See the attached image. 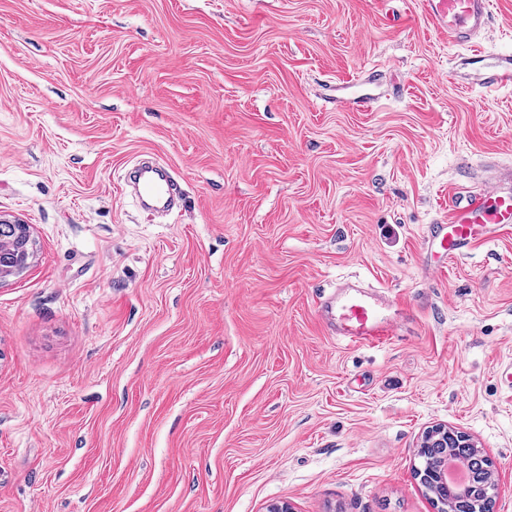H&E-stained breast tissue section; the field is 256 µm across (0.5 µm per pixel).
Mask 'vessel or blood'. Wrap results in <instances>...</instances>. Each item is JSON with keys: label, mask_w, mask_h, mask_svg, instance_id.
I'll list each match as a JSON object with an SVG mask.
<instances>
[{"label": "vessel or blood", "mask_w": 512, "mask_h": 512, "mask_svg": "<svg viewBox=\"0 0 512 512\" xmlns=\"http://www.w3.org/2000/svg\"><path fill=\"white\" fill-rule=\"evenodd\" d=\"M420 5L430 25L453 44L475 43L490 15V0H421ZM481 85L488 90L511 87L512 58L502 57L488 68ZM133 180L140 197L156 208H170L180 197L163 168H137ZM504 224H512V171L505 173L503 182H483L461 199H449L447 221L434 225L423 241V250L453 260ZM395 305V298L387 294L345 282L317 301L316 312L347 345L376 346L388 343L396 334V317L391 313Z\"/></svg>", "instance_id": "1"}]
</instances>
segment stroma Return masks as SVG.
I'll list each match as a JSON object with an SVG mask.
<instances>
[{
	"label": "stroma",
	"instance_id": "1",
	"mask_svg": "<svg viewBox=\"0 0 512 512\" xmlns=\"http://www.w3.org/2000/svg\"><path fill=\"white\" fill-rule=\"evenodd\" d=\"M468 54L420 0H0V217L36 242L0 282V512H436L439 423L512 512V224L421 250L512 168V88ZM146 154L184 197L161 222L123 189ZM342 279L388 289L400 335L329 336ZM453 429V428H452ZM448 429L447 426H436L427 432V436L430 437V441L424 443L425 447H431L434 443L445 442L448 439V435L454 440L456 447L460 448H474L472 439L466 433L457 429ZM450 444L453 442L450 440ZM453 444V445H454Z\"/></svg>",
	"mask_w": 512,
	"mask_h": 512
}]
</instances>
